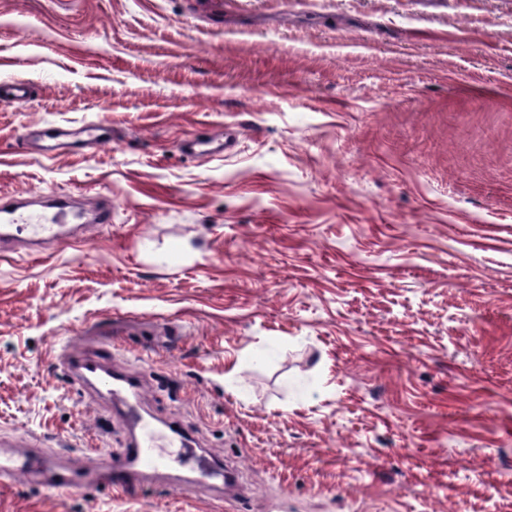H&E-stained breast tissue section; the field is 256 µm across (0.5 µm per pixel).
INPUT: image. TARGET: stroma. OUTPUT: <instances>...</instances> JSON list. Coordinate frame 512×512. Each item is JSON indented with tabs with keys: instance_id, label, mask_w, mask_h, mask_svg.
<instances>
[{
	"instance_id": "obj_1",
	"label": "stroma",
	"mask_w": 512,
	"mask_h": 512,
	"mask_svg": "<svg viewBox=\"0 0 512 512\" xmlns=\"http://www.w3.org/2000/svg\"><path fill=\"white\" fill-rule=\"evenodd\" d=\"M0 0V197L112 205L0 256V442L117 455L112 350L203 485L0 512H512V0ZM112 141L41 154L23 128ZM233 151L182 155L189 137ZM112 352H98L82 359L72 360L70 371L78 380H95L112 398H121L125 403L136 397L140 388L138 378L123 373H112L108 361Z\"/></svg>"
}]
</instances>
